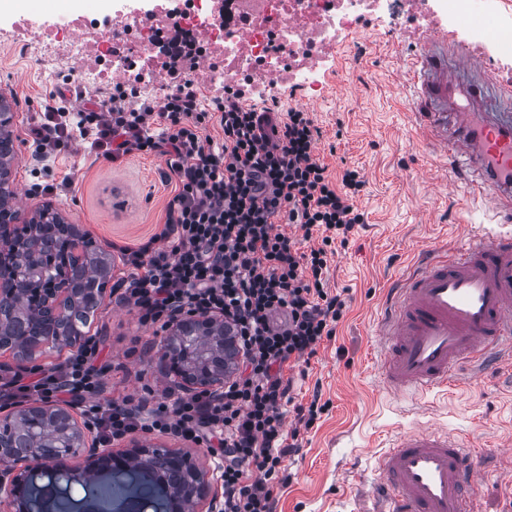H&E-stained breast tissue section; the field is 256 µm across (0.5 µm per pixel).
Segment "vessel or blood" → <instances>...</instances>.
I'll use <instances>...</instances> for the list:
<instances>
[{"label":"vessel or blood","mask_w":512,"mask_h":512,"mask_svg":"<svg viewBox=\"0 0 512 512\" xmlns=\"http://www.w3.org/2000/svg\"><path fill=\"white\" fill-rule=\"evenodd\" d=\"M452 78L464 85L460 96L449 93ZM409 88L420 130L441 156L476 170L469 194L498 222L461 233L449 251L425 253L388 290L383 373L391 388L416 397L450 385L462 363L512 359V82L492 79L470 53L449 52L438 33L413 48ZM377 463L373 512H476L469 490L481 468L448 433H410Z\"/></svg>","instance_id":"obj_1"}]
</instances>
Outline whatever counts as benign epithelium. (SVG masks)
I'll return each instance as SVG.
<instances>
[{
    "mask_svg": "<svg viewBox=\"0 0 512 512\" xmlns=\"http://www.w3.org/2000/svg\"><path fill=\"white\" fill-rule=\"evenodd\" d=\"M15 113L8 105L5 91L0 90V145L14 143L11 126ZM17 155L0 158V282L21 283L22 288L8 289L7 297H0V351L13 353L15 364L0 361V370L33 360L45 349L60 351L77 348L84 343L82 336L43 334L41 328L63 321L68 314L74 293L72 259L85 247L86 237L51 208L38 210L27 218L9 201L12 166ZM44 224H55L68 237V248L56 265V276L45 288H31V275L16 264V255L23 241L36 234ZM191 329L206 333L212 344L224 347V315L220 313L181 314L168 326L159 349V365L164 374L186 393L207 391L217 397L224 393V374L211 373L202 362L197 371L185 370V361L175 346L182 332ZM35 416L54 422L57 435L71 439L70 448L42 447L34 440L26 447L6 437L0 438V456L13 464L9 487L0 479V512H39L46 486L37 484L43 472L60 473L76 484L88 480L96 483L123 475H134L152 483L163 500V512H196V506L205 500L217 505L218 485L205 471L197 468L192 458L179 449H166L163 469L154 465L161 452L144 444H135L125 451L103 448L94 429L78 420L68 406L38 402L12 407L0 416V430L16 429Z\"/></svg>",
    "mask_w": 512,
    "mask_h": 512,
    "instance_id": "obj_1",
    "label": "benign epithelium"
}]
</instances>
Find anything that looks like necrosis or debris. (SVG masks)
<instances>
[{"label": "necrosis or debris", "instance_id": "1", "mask_svg": "<svg viewBox=\"0 0 512 512\" xmlns=\"http://www.w3.org/2000/svg\"><path fill=\"white\" fill-rule=\"evenodd\" d=\"M375 27L397 41L461 27L469 45L490 40L512 57V0H112L105 12L63 10L45 36L25 16L0 36L24 52L40 45L84 86L107 90L118 77L141 93L175 65L210 87L281 84L313 101L337 48Z\"/></svg>", "mask_w": 512, "mask_h": 512}]
</instances>
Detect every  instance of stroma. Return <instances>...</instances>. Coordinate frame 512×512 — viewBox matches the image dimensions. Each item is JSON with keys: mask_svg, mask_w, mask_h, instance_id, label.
Instances as JSON below:
<instances>
[{"mask_svg": "<svg viewBox=\"0 0 512 512\" xmlns=\"http://www.w3.org/2000/svg\"><path fill=\"white\" fill-rule=\"evenodd\" d=\"M358 55L347 43L316 101L282 90L281 108L307 106L322 131L316 152L330 171L357 169L365 186L356 199L364 215L328 261V286L346 302L336 334L324 340L308 365L292 371V394L310 402L313 391L327 411L302 431V449L287 458L289 479L277 495L276 512H364L381 479L377 453L400 435L427 427L448 432L472 448L488 475L472 490L481 512H512V478L501 476L492 453L512 438V367L463 371L457 385L411 399L389 389L380 368L377 315L387 288L423 251L452 244L460 226L472 232L495 227L492 212L467 193L470 173L449 167L417 132L411 99L395 80L409 48L370 33ZM62 83L58 65L40 54L22 55L0 40V88L10 90L21 120H30L49 90ZM34 164L30 145L20 147L13 189L16 205L29 212L60 209L96 247H137L165 219L173 189L162 181L163 157L133 153L115 162L95 158L80 145L49 161L51 177L71 178V192L29 195ZM91 332L100 338L95 366L103 368L105 398H138L143 387L163 391L168 381L157 359L159 341L138 322L135 310L102 303Z\"/></svg>", "mask_w": 512, "mask_h": 512, "instance_id": "1", "label": "stroma"}]
</instances>
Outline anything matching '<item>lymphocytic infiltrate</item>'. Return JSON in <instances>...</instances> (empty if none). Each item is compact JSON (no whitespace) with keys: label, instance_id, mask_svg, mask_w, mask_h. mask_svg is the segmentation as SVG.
Returning <instances> with one entry per match:
<instances>
[{"label":"lymphocytic infiltrate","instance_id":"f902f5d3","mask_svg":"<svg viewBox=\"0 0 512 512\" xmlns=\"http://www.w3.org/2000/svg\"><path fill=\"white\" fill-rule=\"evenodd\" d=\"M63 96L50 92L29 129L32 191L70 188L67 180L48 182L42 162L80 139L110 161L135 150L164 157L174 195L159 232L138 248L120 247L129 272L115 285L116 301L145 327H168L190 311L223 312L242 366L220 399L148 388L118 403L102 396L93 338L35 378L0 375V399L70 396L106 443L139 430L205 445L224 484L220 512H274L286 457L327 409L317 392L308 404L295 402L290 372L334 336L345 313V301L328 289V259L364 221L356 206L363 177L348 167L329 174L315 153L322 131L308 111L247 105L232 91L205 105L188 76L141 103L113 84L97 112L68 107ZM210 120L222 139L207 134ZM285 223L302 229L309 250L282 231ZM279 313L285 323H275Z\"/></svg>","mask_w":512,"mask_h":512}]
</instances>
